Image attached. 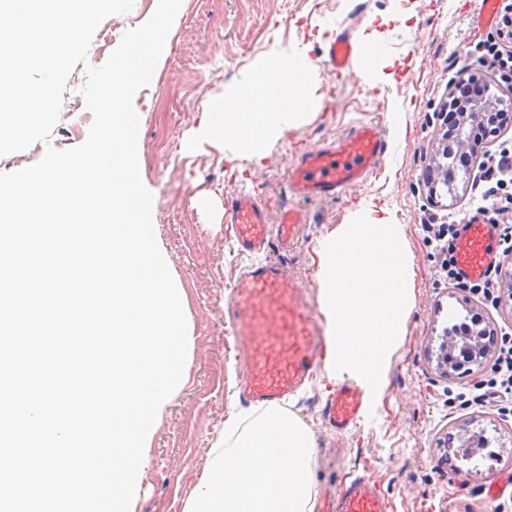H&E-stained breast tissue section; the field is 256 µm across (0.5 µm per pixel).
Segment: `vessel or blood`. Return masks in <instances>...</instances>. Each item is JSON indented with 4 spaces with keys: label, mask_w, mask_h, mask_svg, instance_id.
Segmentation results:
<instances>
[{
    "label": "vessel or blood",
    "mask_w": 512,
    "mask_h": 512,
    "mask_svg": "<svg viewBox=\"0 0 512 512\" xmlns=\"http://www.w3.org/2000/svg\"><path fill=\"white\" fill-rule=\"evenodd\" d=\"M356 54L357 47L348 36L325 44L322 50L328 71L341 76L351 73ZM387 148L378 124L357 122L336 143L301 152L290 170L287 189L300 197L341 196L377 170ZM224 221L231 224L240 253L250 259L224 311L247 368L244 395L248 402L274 405L313 376L326 352L301 288L267 257L271 245L291 247L307 217L288 206L277 217H269L258 194L242 191L225 201ZM453 257L460 280L484 279L502 258L497 225L477 214L464 218L453 242ZM363 404L358 388L341 385L328 398L322 415L336 432L343 433L355 424ZM323 512H386V507L378 486L360 476L325 502Z\"/></svg>",
    "instance_id": "1"
}]
</instances>
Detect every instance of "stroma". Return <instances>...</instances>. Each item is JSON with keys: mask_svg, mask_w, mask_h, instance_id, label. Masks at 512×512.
Instances as JSON below:
<instances>
[{"mask_svg": "<svg viewBox=\"0 0 512 512\" xmlns=\"http://www.w3.org/2000/svg\"><path fill=\"white\" fill-rule=\"evenodd\" d=\"M158 0H134L132 9L107 18L110 32L96 30L88 51L91 65H102L123 34L146 22ZM479 0H182L150 84L139 90L138 160L141 178L153 195L152 220L161 251L177 287L193 338L188 379L167 405L157 425L150 460L135 512H183L196 490L209 452L229 413L246 410L240 386L246 374L237 362L234 338L224 323V305L247 265L224 222V202L252 190L270 205H293L306 212L300 238L288 251L271 249L307 304L318 308L320 241L358 210L371 207L393 214L403 226L412 256V308L406 333L393 356L388 384L375 405L366 407L349 431L336 433L321 409L334 384L318 370L286 406L311 429L317 445V496L325 498L363 476L382 490L387 512H451L466 499L469 512H500V503L482 495L492 477L512 474V412L498 401L461 404L458 394H474L496 361L481 368L442 374L436 351L446 326L464 308L486 326L512 335V299L491 300L449 282L434 249L428 224L459 221L481 201L470 183L456 196H431L423 171L438 150L442 133L436 112L447 101L453 77L462 67L495 82L483 42L493 28L471 34ZM409 10L395 22L383 51L391 76L384 89L369 88L360 72L323 76L314 113L254 161L195 133L226 88L246 76L272 47L306 48L321 63L324 36L360 39L374 16ZM82 67H75L57 123L48 141L0 155V174L39 162L47 147L68 149L83 143L93 115L80 93ZM378 122L388 142L381 169L360 186L332 200L284 194L283 186L299 153L332 144L356 122ZM208 196L201 206L199 196ZM471 431L493 437L494 462L473 463L453 437L463 421Z\"/></svg>", "mask_w": 512, "mask_h": 512, "instance_id": "stroma-1", "label": "stroma"}]
</instances>
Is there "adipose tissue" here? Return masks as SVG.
<instances>
[{"instance_id": "ef3b65f1", "label": "adipose tissue", "mask_w": 512, "mask_h": 512, "mask_svg": "<svg viewBox=\"0 0 512 512\" xmlns=\"http://www.w3.org/2000/svg\"><path fill=\"white\" fill-rule=\"evenodd\" d=\"M396 17L372 19L362 38L360 68L369 87L388 84L382 66L383 34ZM320 86L317 67L306 49L272 50L253 71L212 105V118L201 138L230 146L250 159L265 156L271 142L284 136L312 113L311 104Z\"/></svg>"}]
</instances>
